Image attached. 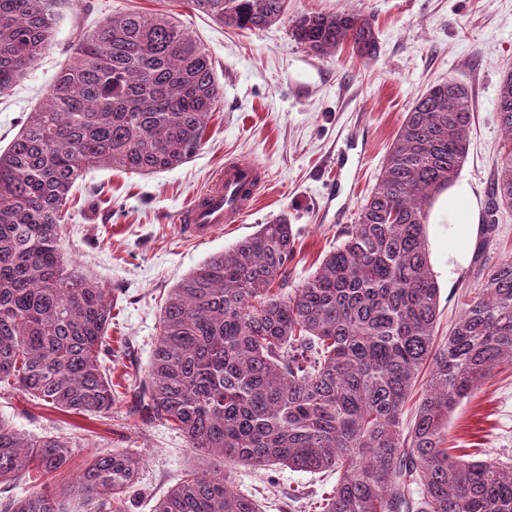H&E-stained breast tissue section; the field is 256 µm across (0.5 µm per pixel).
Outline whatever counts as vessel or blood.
<instances>
[{"mask_svg":"<svg viewBox=\"0 0 512 512\" xmlns=\"http://www.w3.org/2000/svg\"><path fill=\"white\" fill-rule=\"evenodd\" d=\"M260 175L261 168L253 161H226L214 174L210 186L177 214V223L199 239L210 237L223 225L239 223L256 199L246 188Z\"/></svg>","mask_w":512,"mask_h":512,"instance_id":"1","label":"vessel or blood"}]
</instances>
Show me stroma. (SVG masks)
I'll list each match as a JSON object with an SVG mask.
<instances>
[{"instance_id": "stroma-1", "label": "stroma", "mask_w": 512, "mask_h": 512, "mask_svg": "<svg viewBox=\"0 0 512 512\" xmlns=\"http://www.w3.org/2000/svg\"><path fill=\"white\" fill-rule=\"evenodd\" d=\"M115 12L164 13L178 20L212 56L221 97L206 142L188 162L142 175L101 167L77 182L64 220L62 249L92 280L114 289L117 304L106 341L112 350L109 414L94 417L43 406L0 388V417L26 435L72 438L77 448L54 482L71 484L92 453L126 449L143 467L127 504L150 512L154 502L204 463L168 424L131 415L130 386L149 365L160 308L170 288L210 255L234 246L261 224L287 219L296 236L290 286L301 284L336 245L344 225L376 183L383 158L414 100L429 86L456 80L473 90L474 120L460 175L475 188L482 222H494L484 245L475 236L465 264L450 266L454 230L427 227L433 274L440 288L436 339L448 334L476 287L479 268L512 252V209L493 208L489 194L504 136L495 102L512 67V0H288L289 16L307 12L370 15L378 33L373 60L350 47L319 57L294 41L289 25L239 30L195 11L190 0H60L49 46L27 75L0 94V148L45 99L55 74L75 61L73 47ZM348 161L337 166L340 150ZM265 171L252 210L210 239L189 237L178 212L231 158ZM447 445L465 460L512 459V365L490 379L448 418ZM236 491L257 497L266 512H314L336 483L288 468L225 469Z\"/></svg>"}]
</instances>
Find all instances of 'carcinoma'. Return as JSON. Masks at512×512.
Returning a JSON list of instances; mask_svg holds the SVG:
<instances>
[{"instance_id": "obj_1", "label": "carcinoma", "mask_w": 512, "mask_h": 512, "mask_svg": "<svg viewBox=\"0 0 512 512\" xmlns=\"http://www.w3.org/2000/svg\"><path fill=\"white\" fill-rule=\"evenodd\" d=\"M58 0H0V93L50 42ZM240 30L285 19L288 0H190ZM318 56L345 42L362 57L377 32L361 13L289 20ZM42 108L0 150V386L65 413L102 415L116 394L104 337L117 298L73 268L63 221L83 173L148 174L191 159L220 97L214 62L164 14L116 13L75 45ZM505 135L491 194L512 208V68L496 104ZM473 120L469 87L430 86L406 113L356 223L293 292L292 225L262 224L171 288L133 414L180 431L210 468L159 497L152 512H263L221 464L334 474L321 512H512V462L459 460L443 447L448 415L502 362L512 363V255L435 345L439 286L427 243L429 202L456 179ZM428 385L409 426L419 373ZM75 444L29 438L0 418V485L30 481L0 512H128L142 458L94 453L64 489L43 481Z\"/></svg>"}]
</instances>
